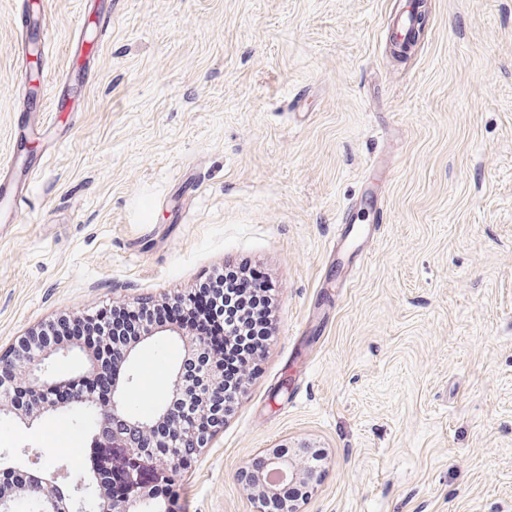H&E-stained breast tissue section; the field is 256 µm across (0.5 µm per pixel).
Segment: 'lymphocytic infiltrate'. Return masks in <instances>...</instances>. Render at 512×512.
I'll return each mask as SVG.
<instances>
[{"label": "lymphocytic infiltrate", "instance_id": "f902f5d3", "mask_svg": "<svg viewBox=\"0 0 512 512\" xmlns=\"http://www.w3.org/2000/svg\"><path fill=\"white\" fill-rule=\"evenodd\" d=\"M273 289L261 270L242 273L226 267L192 288L180 305L161 301L150 307L112 305L99 311L95 320L103 329L124 340L148 327L171 321L192 332L217 337L214 349L198 354L201 364H216L224 376L214 400L226 403L243 387V373L265 348L271 331Z\"/></svg>", "mask_w": 512, "mask_h": 512}]
</instances>
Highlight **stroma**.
<instances>
[{"label":"stroma","mask_w":512,"mask_h":512,"mask_svg":"<svg viewBox=\"0 0 512 512\" xmlns=\"http://www.w3.org/2000/svg\"><path fill=\"white\" fill-rule=\"evenodd\" d=\"M0 0V352L38 324L187 293L226 262L277 290L273 340L174 512H253L281 442L326 459L302 512H512V0ZM109 28H102L104 17ZM64 111H52L58 98ZM27 134L16 139L18 118ZM374 236L343 242L350 224ZM181 343L144 347L160 403ZM62 415L0 458L66 461ZM396 21V22H395ZM410 24H414V15L413 12L409 7L406 6V8L399 14L397 20L394 15L392 18V32L396 35L400 33L401 30L407 28ZM427 25L426 15L423 11V13L420 15V12L418 11L415 15V30L417 31V38L416 41L419 39L421 35L424 34L425 27Z\"/></svg>","instance_id":"35a3bbf8"}]
</instances>
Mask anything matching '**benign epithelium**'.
<instances>
[{
  "label": "benign epithelium",
  "instance_id": "obj_1",
  "mask_svg": "<svg viewBox=\"0 0 512 512\" xmlns=\"http://www.w3.org/2000/svg\"><path fill=\"white\" fill-rule=\"evenodd\" d=\"M49 322L22 337L5 354L0 353V418L30 428L36 422L55 413L76 408L94 415V428L88 441L89 472L95 481L78 483L71 489L80 510L90 512H171V505L157 498L152 490L134 479V473L152 467H162L174 473L180 467H188L193 455L185 453L182 460H172L166 455L153 452L165 448L168 436L158 434L165 427L174 428L169 404L165 403L143 417L130 415L125 408V398L135 383L133 359L143 342L162 336H173L181 341L185 356L167 384L168 399L182 397L193 391L200 395L211 392L221 385V372L213 366H204L188 381L186 376L189 356L196 350L208 348L203 336H194L175 325L153 326L142 336L129 343H114L107 336L101 337L106 349L115 351V369L106 402L87 390L98 374L97 353L73 339L47 340L45 331L52 327ZM74 357L82 360V366L68 376L61 377L54 371L59 358ZM36 390L41 400L36 405H24L10 397L19 390ZM263 470L246 468L241 480L255 504V512H271L270 505L276 500L278 488L288 484L299 489L302 497L289 502H278L277 512H300L302 499L313 489L321 454L310 448L293 453L285 444H276L262 450ZM126 487L120 496L112 493L114 484ZM39 493L40 512H69L70 504L57 487L43 475L39 461L15 483L9 477L0 478V512H14L15 505L34 493Z\"/></svg>",
  "mask_w": 512,
  "mask_h": 512
}]
</instances>
